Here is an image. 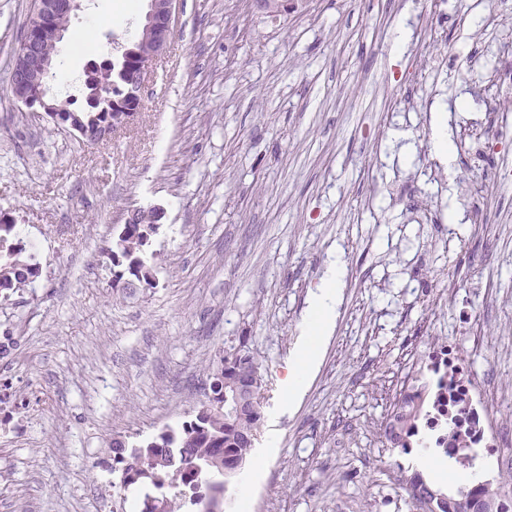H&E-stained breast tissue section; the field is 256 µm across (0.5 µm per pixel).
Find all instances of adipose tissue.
<instances>
[{
    "instance_id": "1",
    "label": "adipose tissue",
    "mask_w": 512,
    "mask_h": 512,
    "mask_svg": "<svg viewBox=\"0 0 512 512\" xmlns=\"http://www.w3.org/2000/svg\"><path fill=\"white\" fill-rule=\"evenodd\" d=\"M343 277V264L338 261L333 262L310 300L305 323L311 339L298 350L295 356L293 369L288 378L289 400H297L302 395L307 379L317 364L319 345L328 338L335 323L336 304Z\"/></svg>"
}]
</instances>
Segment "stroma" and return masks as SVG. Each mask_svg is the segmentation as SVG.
Listing matches in <instances>:
<instances>
[{"label":"stroma","mask_w":512,"mask_h":512,"mask_svg":"<svg viewBox=\"0 0 512 512\" xmlns=\"http://www.w3.org/2000/svg\"><path fill=\"white\" fill-rule=\"evenodd\" d=\"M128 127L91 144L9 91L34 0H0V212L40 275L0 288V512H120L114 441L195 418L224 349L262 365L248 462L268 512H421L398 448H373L412 343L480 311L474 356L512 399V0H180ZM58 44L56 99L83 103L81 54ZM447 109L445 168L432 116ZM465 226L448 235V207ZM158 210L156 284L114 287L128 211ZM344 265L336 321L302 398L284 399L312 295Z\"/></svg>","instance_id":"1"}]
</instances>
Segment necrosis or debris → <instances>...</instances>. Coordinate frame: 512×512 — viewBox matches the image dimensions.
I'll list each match as a JSON object with an SVG mask.
<instances>
[{"label":"necrosis or debris","mask_w":512,"mask_h":512,"mask_svg":"<svg viewBox=\"0 0 512 512\" xmlns=\"http://www.w3.org/2000/svg\"><path fill=\"white\" fill-rule=\"evenodd\" d=\"M406 402L418 406L415 430L427 433L432 447L464 462L473 456L495 458L503 486L512 485V456L505 453L512 446V423L506 420L512 405L452 342L411 351L388 399L387 415Z\"/></svg>","instance_id":"1"}]
</instances>
